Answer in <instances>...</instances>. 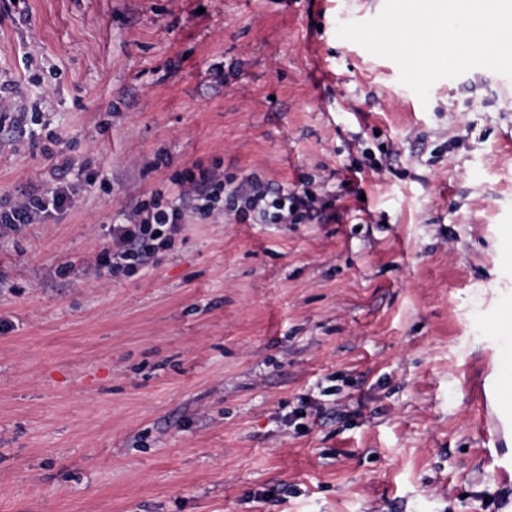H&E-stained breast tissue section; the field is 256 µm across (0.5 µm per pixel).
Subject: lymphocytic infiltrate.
I'll list each match as a JSON object with an SVG mask.
<instances>
[{"instance_id": "lymphocytic-infiltrate-1", "label": "lymphocytic infiltrate", "mask_w": 512, "mask_h": 512, "mask_svg": "<svg viewBox=\"0 0 512 512\" xmlns=\"http://www.w3.org/2000/svg\"><path fill=\"white\" fill-rule=\"evenodd\" d=\"M172 182L174 192L151 193L110 227L95 273L130 276L146 269L158 251L172 248L186 224L200 217L218 221L230 216L239 224H309L319 216L313 190L275 187L254 173L240 179L196 163L176 173ZM75 202L74 192L61 183L0 200V236L45 223Z\"/></svg>"}]
</instances>
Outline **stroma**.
I'll return each mask as SVG.
<instances>
[{
  "mask_svg": "<svg viewBox=\"0 0 512 512\" xmlns=\"http://www.w3.org/2000/svg\"><path fill=\"white\" fill-rule=\"evenodd\" d=\"M383 3L0 8V85L40 134L0 127V198L52 187L60 148L107 182L0 237V512H512V79L421 103L336 34ZM195 163L310 175L331 220H197L147 270L91 275ZM304 398L324 414L297 426Z\"/></svg>",
  "mask_w": 512,
  "mask_h": 512,
  "instance_id": "1",
  "label": "stroma"
}]
</instances>
